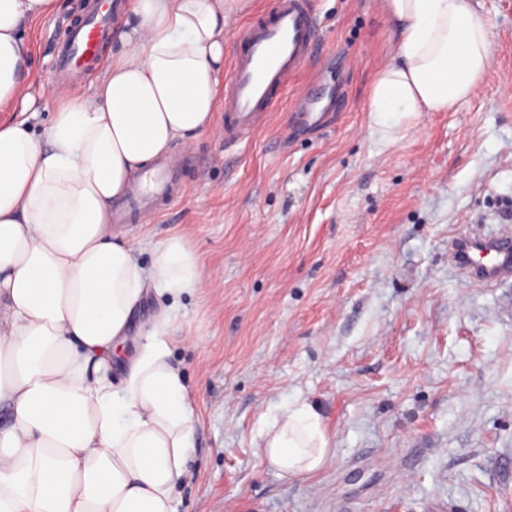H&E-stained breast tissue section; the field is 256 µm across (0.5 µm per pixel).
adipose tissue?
<instances>
[{"label": "adipose tissue", "instance_id": "adipose-tissue-1", "mask_svg": "<svg viewBox=\"0 0 512 512\" xmlns=\"http://www.w3.org/2000/svg\"><path fill=\"white\" fill-rule=\"evenodd\" d=\"M249 0H131L95 91L51 84L43 133L0 123V512H177L197 427L171 359L175 312L205 287L180 235L143 262L112 232L121 201L175 144L212 124L224 94V33ZM391 55L367 110L387 130L471 95L492 24L471 0H384ZM60 0H0V112L30 75L28 23ZM159 308L136 316L147 298ZM321 414L295 399L261 436L283 476L325 464Z\"/></svg>", "mask_w": 512, "mask_h": 512}]
</instances>
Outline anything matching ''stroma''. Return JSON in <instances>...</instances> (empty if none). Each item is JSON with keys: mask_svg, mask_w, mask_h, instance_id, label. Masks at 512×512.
Segmentation results:
<instances>
[{"mask_svg": "<svg viewBox=\"0 0 512 512\" xmlns=\"http://www.w3.org/2000/svg\"><path fill=\"white\" fill-rule=\"evenodd\" d=\"M64 2L27 30L35 108L13 117L36 133L46 84L93 90L58 67L80 0ZM308 2L311 65L343 82L342 107L299 125L308 75L290 78L250 137L226 145L219 122L176 144L171 196L112 226L147 254L183 235L206 267L172 350L199 418L178 512H512V280L448 260L453 237L512 229V0H477L494 37L473 94L385 136L366 110L382 0ZM298 396L331 455L284 477L258 446Z\"/></svg>", "mask_w": 512, "mask_h": 512, "instance_id": "stroma-1", "label": "stroma"}]
</instances>
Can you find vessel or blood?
Returning <instances> with one entry per match:
<instances>
[{
    "mask_svg": "<svg viewBox=\"0 0 512 512\" xmlns=\"http://www.w3.org/2000/svg\"><path fill=\"white\" fill-rule=\"evenodd\" d=\"M110 12L108 0L72 33L61 56V65L73 69L95 59ZM316 38V22L306 0H275L269 20L248 25L241 33L244 51L232 65V90L224 101V138L235 142L249 136L258 117L271 111L290 76L304 70ZM173 174L161 167L151 194L132 193L134 206L167 195ZM457 267L469 277L492 283L512 278V234L457 238L451 246Z\"/></svg>",
    "mask_w": 512,
    "mask_h": 512,
    "instance_id": "vessel-or-blood-1",
    "label": "vessel or blood"
}]
</instances>
